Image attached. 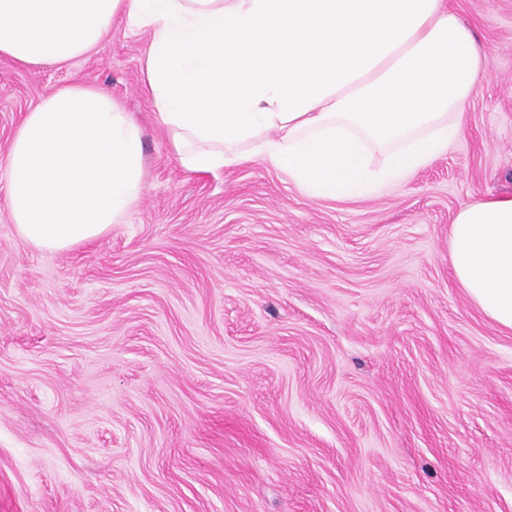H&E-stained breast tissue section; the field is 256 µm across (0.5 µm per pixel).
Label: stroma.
<instances>
[{
  "mask_svg": "<svg viewBox=\"0 0 512 512\" xmlns=\"http://www.w3.org/2000/svg\"><path fill=\"white\" fill-rule=\"evenodd\" d=\"M490 51L470 134L407 184L310 199L254 160L183 169L147 36L0 59V155L73 79L144 129L127 223L23 244L0 191V512H512V332L454 281L461 203L512 198V0H448Z\"/></svg>",
  "mask_w": 512,
  "mask_h": 512,
  "instance_id": "35a3bbf8",
  "label": "stroma"
}]
</instances>
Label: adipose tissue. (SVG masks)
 Returning a JSON list of instances; mask_svg holds the SVG:
<instances>
[{
  "mask_svg": "<svg viewBox=\"0 0 512 512\" xmlns=\"http://www.w3.org/2000/svg\"><path fill=\"white\" fill-rule=\"evenodd\" d=\"M145 32V83L180 165L252 160L310 198L355 200L410 180L470 131L488 52L447 0H0V57L62 65L116 18ZM147 185L141 126L74 81L27 112L0 158L25 244L66 251L127 223ZM448 262L512 331V198L463 202Z\"/></svg>",
  "mask_w": 512,
  "mask_h": 512,
  "instance_id": "1",
  "label": "adipose tissue"
}]
</instances>
